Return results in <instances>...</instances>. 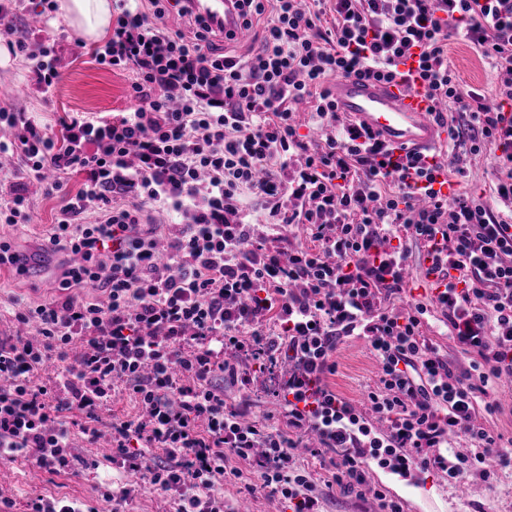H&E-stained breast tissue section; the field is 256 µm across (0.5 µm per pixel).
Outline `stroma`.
<instances>
[{
	"label": "stroma",
	"instance_id": "35a3bbf8",
	"mask_svg": "<svg viewBox=\"0 0 512 512\" xmlns=\"http://www.w3.org/2000/svg\"><path fill=\"white\" fill-rule=\"evenodd\" d=\"M23 5L17 19L18 31L32 44L45 35L55 36L60 79L49 94L38 93L31 61L2 49L0 86L11 88L12 93L1 105L30 113L39 124L48 127L57 126L71 112L99 118L131 110L130 73L100 63L95 56L96 43L81 42L79 33L57 13H50L45 23L34 25L33 19L43 9L44 0H24ZM448 59L463 84L485 91L493 86L494 69L469 44L450 40ZM63 182L61 192L49 195L42 182L30 177L20 158H11L8 164L0 166V193L7 195L15 187H23L32 214L31 223L0 227V242H8L12 251L30 265V273L25 277L15 276L9 268L0 270L2 335L13 334L15 311L44 303L55 294L58 278L46 274L45 268H61L64 256L47 250L46 239L61 208L83 189L85 177L75 172L64 176ZM336 362V373L328 377V385L345 399L361 403L378 378V361L363 339L352 336L340 342ZM72 454L75 465L59 474L45 472L23 460L11 463L0 473V497L12 500V512H24L28 499L37 494L80 500L97 512H108L104 484L118 478V471L106 460L100 446L83 439H76ZM497 472L493 483L473 477L462 484L447 485L431 501L423 489L388 482L379 469H370L369 476L402 502L404 512H512V464L498 467Z\"/></svg>",
	"mask_w": 512,
	"mask_h": 512
}]
</instances>
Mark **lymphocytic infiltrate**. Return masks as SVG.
I'll return each instance as SVG.
<instances>
[{
    "label": "lymphocytic infiltrate",
    "instance_id": "obj_1",
    "mask_svg": "<svg viewBox=\"0 0 512 512\" xmlns=\"http://www.w3.org/2000/svg\"><path fill=\"white\" fill-rule=\"evenodd\" d=\"M160 2L120 0L97 51L132 73L133 111L72 112L54 131L0 107L1 156L22 158L49 194L63 175L86 178L47 240L81 263L63 266L57 296L15 312L37 338L0 336V461L57 474L71 466L73 427L92 441L109 433L125 472L104 495L112 512L148 488L176 512H230L215 492L223 483L268 491L290 512H322L327 485L403 512L369 480L370 448L425 474L489 480V459L512 460L476 421L499 410L495 385L512 379V0H242L244 28L261 24L262 38L240 56L201 19L170 27ZM20 7L0 0V40L33 61L46 94L60 78L55 41L20 37ZM453 37L497 69L490 92L459 80ZM339 75L418 83L436 118L453 115L445 159L395 157L338 112ZM484 152L497 160L494 199L444 193ZM253 198L267 210L261 236ZM164 214L180 220L160 234ZM417 244L433 259L425 273L459 359L423 336V303L401 305ZM91 281L106 301L73 296ZM349 336L381 367L363 409L327 383ZM262 374L284 426L224 398L228 384L250 394ZM120 393L138 412L104 422ZM310 431L322 479L294 465ZM457 437L469 453L452 452Z\"/></svg>",
    "mask_w": 512,
    "mask_h": 512
}]
</instances>
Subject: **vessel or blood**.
Instances as JSON below:
<instances>
[{"label": "vessel or blood", "mask_w": 512, "mask_h": 512, "mask_svg": "<svg viewBox=\"0 0 512 512\" xmlns=\"http://www.w3.org/2000/svg\"><path fill=\"white\" fill-rule=\"evenodd\" d=\"M235 3L236 0H186L185 6L204 17L219 35L243 40L247 33ZM331 91L340 112L361 121L401 152L429 153L444 137L420 88L339 75L332 79Z\"/></svg>", "instance_id": "1"}]
</instances>
